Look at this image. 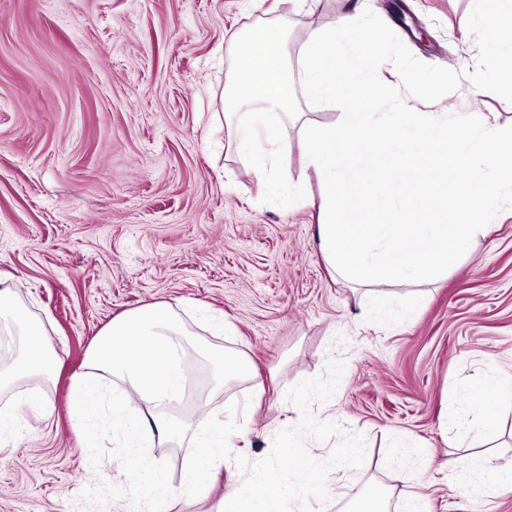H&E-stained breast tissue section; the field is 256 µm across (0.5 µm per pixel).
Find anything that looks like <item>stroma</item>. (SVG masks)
<instances>
[{
  "instance_id": "1",
  "label": "stroma",
  "mask_w": 512,
  "mask_h": 512,
  "mask_svg": "<svg viewBox=\"0 0 512 512\" xmlns=\"http://www.w3.org/2000/svg\"><path fill=\"white\" fill-rule=\"evenodd\" d=\"M474 0H0V277L54 338L56 369L0 389V406L44 396L50 418L0 438V512H114L127 503L126 451L112 436L105 389L96 424L68 408L70 378L108 322L147 303L170 306L194 338L256 365L265 392L231 382L217 420L251 414L235 466L261 475L282 439L330 459L308 498L342 512L332 489L413 492L428 512H512V491L453 483L478 458L512 466V408L475 400L492 430L465 446L440 429L468 387L512 377V211L478 231L440 276L382 288L332 277L319 251L323 186L302 168L299 130L284 127L281 173L310 199L292 210L261 190L235 152L224 95L235 44L257 23L285 35L298 111L330 124L342 112L301 92L302 45L316 29L370 7L421 61L463 72L422 112H481L512 125V103L475 98ZM409 445L395 454L397 442Z\"/></svg>"
}]
</instances>
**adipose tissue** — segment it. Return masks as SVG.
Masks as SVG:
<instances>
[{"mask_svg":"<svg viewBox=\"0 0 512 512\" xmlns=\"http://www.w3.org/2000/svg\"><path fill=\"white\" fill-rule=\"evenodd\" d=\"M235 52L237 67L232 81L245 90L246 96H229L228 107L233 112L243 107L248 110L236 150L250 158L281 203L291 207L302 204L303 196L287 187L275 173L282 120L290 116L294 107L281 32L277 26L258 24L238 41ZM13 297L12 283L0 278V327L14 329L18 344L15 358L0 374V381L7 384L44 378L53 368L51 336L42 323L14 303ZM192 348L182 319L167 305L148 304L127 311L102 327L92 341L85 371L71 378L72 405L85 420L95 416L102 397L100 374L118 377L132 390L131 395L112 400L113 430L135 441L134 448L127 451L129 466L136 473L129 484L130 499L156 502L167 486L165 473L146 464L138 449L139 443L153 437L172 438L188 429L193 432L197 449L183 461L182 482L176 490L180 496L207 497L208 475L231 460L233 434L223 424L208 418L192 427L167 412L183 396L185 361ZM228 378L253 381L257 371L248 357L227 350L215 357L211 392L221 391ZM138 404L151 408L150 417L136 414L134 407ZM324 464L323 456L314 447L285 440L264 478L228 479L224 486V512H282L273 487L284 480L295 489L293 503L297 512H314L306 500V487L312 473L322 470Z\"/></svg>","mask_w":512,"mask_h":512,"instance_id":"1","label":"adipose tissue"}]
</instances>
